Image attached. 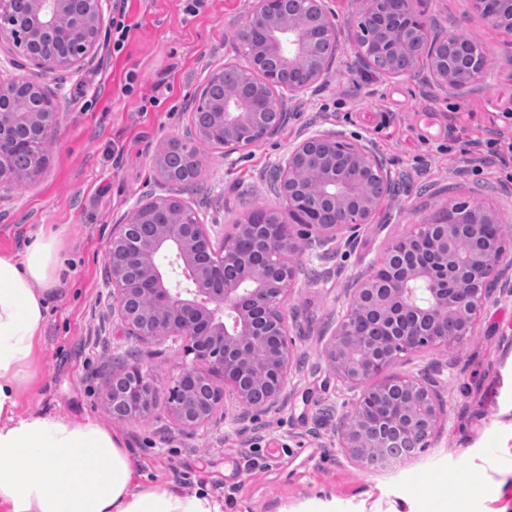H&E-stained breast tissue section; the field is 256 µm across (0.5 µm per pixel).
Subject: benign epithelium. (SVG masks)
<instances>
[{
	"mask_svg": "<svg viewBox=\"0 0 512 512\" xmlns=\"http://www.w3.org/2000/svg\"><path fill=\"white\" fill-rule=\"evenodd\" d=\"M0 0V48L22 49L32 67L55 75L80 66L98 47L103 0ZM491 25L512 33V0H471ZM417 0H360L361 21L349 41L365 65L400 78L424 68L443 89L466 91L481 82L488 61L474 46L468 65L442 56L454 36L432 31ZM236 38L248 66L240 84L224 85L227 63L212 70L201 91L208 120H192L201 142H222L224 156L275 135L290 118L287 104L329 70L339 43L324 0H255ZM61 103L42 83L0 67V192L38 176ZM178 151L198 171L194 147L178 139L157 154L164 186L176 184L162 158ZM276 170L285 212L258 209L213 242L198 213L178 197L159 194L113 225L107 260L112 309L128 334L183 341V362L167 397L176 428L190 432L230 400L248 412L268 410L288 390L295 340L286 304L295 287L291 263L298 241L323 248L356 236L387 204L391 171L369 148L338 133L295 141ZM452 208L441 222L416 224L388 243L384 257L356 284L325 355L338 377L357 391L355 419L339 447L364 465L405 461L428 446L441 417L431 384L385 377L401 354L429 344L461 341L474 328L489 287L504 274L502 221L474 206L464 219ZM112 418H145L158 390L139 364L113 373L106 387Z\"/></svg>",
	"mask_w": 512,
	"mask_h": 512,
	"instance_id": "7a95c632",
	"label": "benign epithelium"
}]
</instances>
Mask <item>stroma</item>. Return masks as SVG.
Masks as SVG:
<instances>
[{
  "label": "stroma",
  "instance_id": "stroma-1",
  "mask_svg": "<svg viewBox=\"0 0 512 512\" xmlns=\"http://www.w3.org/2000/svg\"><path fill=\"white\" fill-rule=\"evenodd\" d=\"M120 5L132 27L124 50L113 54L112 31L104 29L80 69L45 79L63 102L47 166L0 198V253L22 252L45 225L60 231L76 270L49 299L20 413L104 424L153 482L178 491L187 479L219 500L233 494L224 512H497L498 503L457 476L472 470L491 481L512 470V158L500 163L492 142L493 132L512 130V34L491 27L470 0H424L436 30L469 35L490 60L484 82L445 92L421 69L396 79L368 69L347 40L360 20L357 0H326L341 35L336 59L292 102V119L229 157L198 144L200 175L182 196L216 240L253 209L283 210L274 166L311 132H339L366 145L398 188L352 242L294 254L300 274L287 308L296 318L297 357L287 394L243 422L238 407L227 405L186 434L161 406L123 422L107 409L106 385L119 366L150 370L164 398L182 362L172 340L122 330L112 310L108 241L113 224L162 193L157 152L171 139L192 141L191 114L210 71L244 63L236 31L252 0H209L195 17L183 13L181 0H107L104 9ZM132 69L139 80L129 95L123 87ZM461 203L502 216L509 266L462 343L402 354L389 370L434 380L443 414L428 447L393 466L366 467L338 444L355 392L330 368L324 347L387 242ZM202 445L210 450L204 459L196 452Z\"/></svg>",
  "mask_w": 512,
  "mask_h": 512
}]
</instances>
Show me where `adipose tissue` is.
<instances>
[{
	"label": "adipose tissue",
	"instance_id": "obj_1",
	"mask_svg": "<svg viewBox=\"0 0 512 512\" xmlns=\"http://www.w3.org/2000/svg\"><path fill=\"white\" fill-rule=\"evenodd\" d=\"M61 271L53 234L0 254V512H224L207 492L143 483L121 436L96 421L19 414Z\"/></svg>",
	"mask_w": 512,
	"mask_h": 512
}]
</instances>
